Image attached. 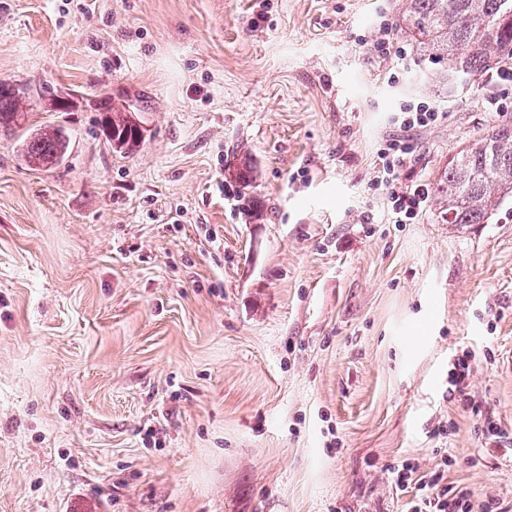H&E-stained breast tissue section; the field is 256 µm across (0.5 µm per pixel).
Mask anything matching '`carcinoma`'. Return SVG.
Listing matches in <instances>:
<instances>
[{"label": "carcinoma", "instance_id": "obj_1", "mask_svg": "<svg viewBox=\"0 0 512 512\" xmlns=\"http://www.w3.org/2000/svg\"><path fill=\"white\" fill-rule=\"evenodd\" d=\"M402 2L398 26L414 40L418 65L429 69L446 91L469 81L478 84L512 63V0ZM33 98L22 85L0 80L1 132H15L28 117ZM102 133L112 151L123 154L135 153L143 140L142 126L124 107L108 109ZM69 148L65 129L39 126L21 144L19 157L28 167L58 166ZM224 170L240 187L241 208L248 209L246 189L257 171L233 161ZM433 195L448 224H484L493 210L512 201V121L496 124L449 161Z\"/></svg>", "mask_w": 512, "mask_h": 512}]
</instances>
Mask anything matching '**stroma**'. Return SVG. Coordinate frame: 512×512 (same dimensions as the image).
Listing matches in <instances>:
<instances>
[{"label":"stroma","instance_id":"obj_1","mask_svg":"<svg viewBox=\"0 0 512 512\" xmlns=\"http://www.w3.org/2000/svg\"><path fill=\"white\" fill-rule=\"evenodd\" d=\"M401 0H0V80L69 97L0 135V512H407L438 468L512 512V202L395 224L388 140L435 186L512 113V84L442 91ZM388 37L400 54L378 56ZM442 121L406 130L400 106ZM130 106L111 151L101 103ZM258 170L244 217L224 158ZM473 356L471 411L448 371ZM102 124L105 141L113 152L134 154L142 144L143 128L125 107L109 108ZM70 139L65 129L54 125H39L19 148V157L28 167L60 165L67 157Z\"/></svg>","mask_w":512,"mask_h":512}]
</instances>
